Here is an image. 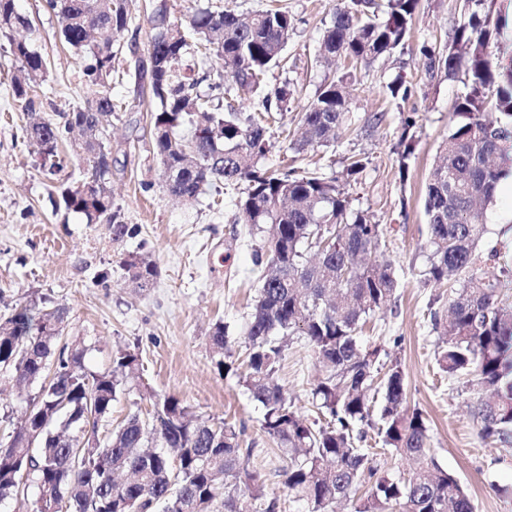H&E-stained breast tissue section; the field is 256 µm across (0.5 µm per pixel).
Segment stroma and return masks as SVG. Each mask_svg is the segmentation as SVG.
<instances>
[{"instance_id":"1","label":"stroma","mask_w":512,"mask_h":512,"mask_svg":"<svg viewBox=\"0 0 512 512\" xmlns=\"http://www.w3.org/2000/svg\"><path fill=\"white\" fill-rule=\"evenodd\" d=\"M132 17L128 32L115 42L114 66L120 75L112 94L125 110L113 121L112 202L135 235L113 240L104 224H90L77 213L56 206V186L82 176L83 162L68 153L58 175L36 166L33 146L24 136L27 115L12 93L19 63L0 36V319L27 301L62 305L68 319L64 342L86 348L89 370L108 368L113 352L139 353L142 381L157 394H173L202 418L244 428L252 442L250 470L260 472L268 488L279 491L284 465L276 442L261 428V406L235 374L219 373L209 341L210 326L223 320L237 338L234 359L243 363L240 340L251 304L261 285L263 265L255 251L264 235L252 229L238 201L241 187L208 188L185 203L162 188V164L156 154L150 113L142 89L148 74L138 71L148 58L150 16L165 9L170 21H183L195 0H127ZM241 13L282 7L296 19V30L283 55L285 66L271 68L265 83H290V108L298 112L321 85L353 72L349 122L335 142L294 151L296 126L290 119L269 129L270 151L260 165L278 169L291 158L295 170L341 175L353 155L369 163L346 186L353 209L368 212L385 232L379 247L392 264L398 287L391 301L366 323V342L384 346L405 372L407 404L428 420L437 462L468 488L476 512H512V445L487 440L476 417L479 392L470 378L449 377L437 362L441 337L430 320L446 313L455 281L437 284L423 275L428 266L426 185L439 148L455 123L454 106L466 92L461 78L426 77L422 46L444 47L463 17V0H421L411 33L390 56L369 65L345 59L318 61L322 33L332 21L336 0H228ZM18 13L32 20L33 40L49 64L39 101L42 116L62 122L64 114L85 106L92 96L82 81V64L64 44L57 18L45 0H16ZM403 78L412 88L401 103L386 96L387 86ZM415 116L414 150L402 158L398 140L402 121ZM497 249L512 264V193L497 189L486 208L480 253ZM137 254L158 267L154 283L136 288L122 267ZM321 372L306 339L293 337L276 374L295 407L312 415L311 392ZM39 391L17 388L0 375V440L24 417Z\"/></svg>"}]
</instances>
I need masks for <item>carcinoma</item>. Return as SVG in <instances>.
Segmentation results:
<instances>
[{"mask_svg": "<svg viewBox=\"0 0 512 512\" xmlns=\"http://www.w3.org/2000/svg\"><path fill=\"white\" fill-rule=\"evenodd\" d=\"M488 0H465L462 22L448 48L423 47L429 79L465 76L467 91L455 105L457 121L442 143L426 186L430 265L427 280L453 275L462 288L448 299L450 318L431 315L445 336L438 352L440 369L451 377L472 375L485 394L478 402L482 435L507 440L512 434V309L501 303V281L478 276L473 267L485 231V205L497 183L512 173V53L496 60L487 48L505 24L492 16ZM420 0H337L321 49L368 65L403 46ZM46 9L61 25L64 40L81 60L85 84L96 88L84 107L68 113L64 123L36 115L31 93L47 78V64L30 39L13 35L31 22L14 0H0V34L19 61L12 78L16 99L31 114L26 138L36 148L39 168L54 175L64 167L61 146L74 130H91L83 156L85 177L97 176L83 196L70 186L60 189L65 209L80 213L88 224H107L112 239L134 233L120 221L105 169L112 155L108 128L101 118H120L123 103L112 96L114 42L129 27L126 0H46ZM149 41L157 66L149 72L154 147L174 175L163 176L162 188L175 197L198 198L223 183L245 185L239 206L256 229L268 226L265 262L257 297L244 335L247 371L239 382L262 408L261 428L286 458L282 494H270L260 475L247 467L251 448L243 447L244 430L223 421L204 420L175 395L148 394L146 418L129 415L102 443H93L99 424L129 391L142 363L134 351L112 353L111 368L92 372L85 349H54L67 321L63 306L20 304L0 321V368L16 384L28 387L45 379L34 408L26 416L42 429L30 448L9 435L0 444V501L25 495L32 479L39 496L30 512H213L222 500L224 512H284L282 497L303 501L308 512H335L353 497L362 478L372 479L370 492L355 512H474L461 481L438 465L432 455L422 411L406 405L405 376L395 360L380 363L381 345L360 340L362 326L391 299L397 287L391 264L378 254L383 225L353 211L338 184L314 170H261L269 151V119L288 111V86L265 89L264 77L278 66L295 30V18L283 9L239 13L209 5L173 25L156 11ZM224 61L216 74L201 72L189 57L200 50ZM209 82L216 95L197 91ZM323 84L297 116L301 137L294 149L330 144L348 119L350 102L344 84ZM262 95L263 111L244 117L225 100L224 83ZM407 117L399 139L401 157L413 151ZM189 125L185 139L178 129ZM125 270L137 269L141 287L158 275L149 260L131 255ZM302 336L312 347L323 376L312 399L325 424L316 426L297 412L275 375L289 338ZM218 370L233 369L235 345L228 326L217 321L210 332ZM380 400L378 420L370 403ZM374 430L384 448L417 461L405 477L380 474L368 453L356 446L364 438L359 426Z\"/></svg>", "mask_w": 512, "mask_h": 512, "instance_id": "1", "label": "carcinoma"}]
</instances>
